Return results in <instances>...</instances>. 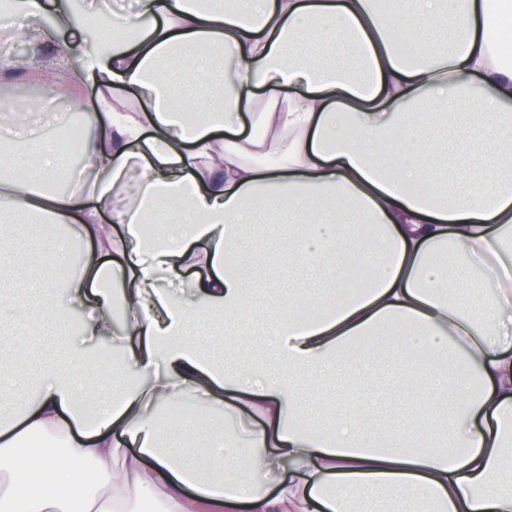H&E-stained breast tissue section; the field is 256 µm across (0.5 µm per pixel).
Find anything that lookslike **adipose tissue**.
Here are the masks:
<instances>
[{
    "mask_svg": "<svg viewBox=\"0 0 512 512\" xmlns=\"http://www.w3.org/2000/svg\"><path fill=\"white\" fill-rule=\"evenodd\" d=\"M11 11L25 37L49 15L96 38L39 64L67 72L87 118L85 185L53 192L60 143L0 146V222L65 228L31 259L70 268L29 277L23 303L0 289V321L79 307L95 350L70 371L45 339L35 371L0 382L21 407L0 419V512H139L145 495L157 512H512V0ZM271 212L288 233L266 256L299 274L256 329L242 316L261 268L238 256ZM157 216L173 231L144 241ZM372 256L365 289L337 301ZM471 266L491 296L455 297ZM194 267L209 275L193 296L161 286ZM215 315L242 320L220 360L189 340ZM389 357L415 394L353 383ZM197 397L262 419L246 453L221 433L190 462L164 449L160 406Z\"/></svg>",
    "mask_w": 512,
    "mask_h": 512,
    "instance_id": "1",
    "label": "adipose tissue"
}]
</instances>
